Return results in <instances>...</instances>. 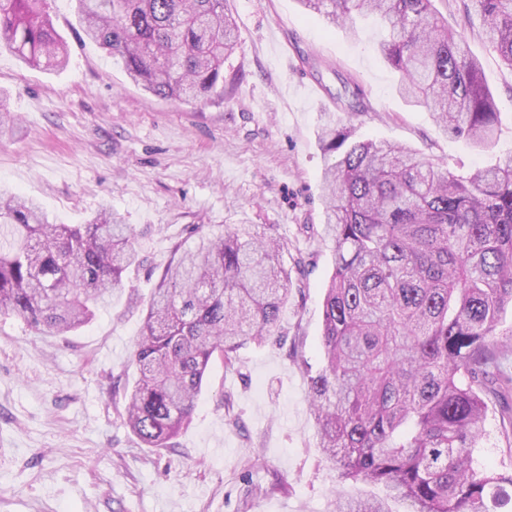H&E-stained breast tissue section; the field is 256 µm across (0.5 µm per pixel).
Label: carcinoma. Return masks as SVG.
Wrapping results in <instances>:
<instances>
[{
	"label": "carcinoma",
	"instance_id": "carcinoma-1",
	"mask_svg": "<svg viewBox=\"0 0 512 512\" xmlns=\"http://www.w3.org/2000/svg\"><path fill=\"white\" fill-rule=\"evenodd\" d=\"M85 36L120 61L133 82L168 100L224 91L235 24L224 0H76ZM330 25L375 14L388 36L378 51L398 93L431 112L445 133L487 151L499 112L465 37L432 0H300ZM489 45L512 69V0H469ZM0 50L30 67L60 69L68 46L48 0H0ZM322 129L321 179L334 268L324 301V363L307 372L317 447L342 481L385 495L339 496L333 512H505L512 472L477 469L489 403L508 400L502 316L512 308V153L469 176L410 147ZM284 246L253 224L177 242L131 353L138 375L127 425L165 448L191 421L210 361H239L266 344L288 303ZM139 263L133 227L108 206L86 224H55L42 206L0 190V316L64 335L92 307L122 293Z\"/></svg>",
	"mask_w": 512,
	"mask_h": 512
}]
</instances>
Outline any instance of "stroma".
<instances>
[{
  "instance_id": "35a3bbf8",
  "label": "stroma",
  "mask_w": 512,
  "mask_h": 512,
  "mask_svg": "<svg viewBox=\"0 0 512 512\" xmlns=\"http://www.w3.org/2000/svg\"><path fill=\"white\" fill-rule=\"evenodd\" d=\"M467 47L500 110L495 148L444 134L430 112L398 95L376 52V16L357 36L305 13L298 0H224L242 79L220 99L182 103L132 83L88 40L75 0H50L67 66L43 71L0 53V90L13 119L0 134V186L36 199L60 224H84L110 204L138 234L142 263L118 302L78 331L53 336L0 317V512H328L334 491L380 496L340 481L316 446L306 366H319L333 245L324 239L328 122L356 138L410 146L469 175L512 153V69L487 44L462 0H433ZM356 97L357 112L339 97ZM266 224L294 273L280 316L284 345L247 343L236 368L211 363L190 425L172 447L148 448L125 425L130 354L157 276L195 226ZM481 464L512 471V431L498 410L484 423Z\"/></svg>"
}]
</instances>
